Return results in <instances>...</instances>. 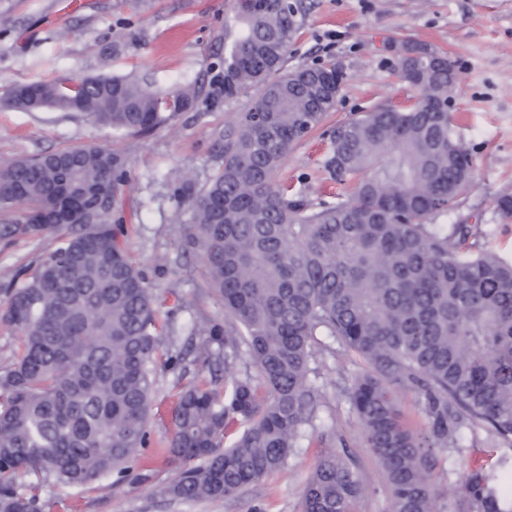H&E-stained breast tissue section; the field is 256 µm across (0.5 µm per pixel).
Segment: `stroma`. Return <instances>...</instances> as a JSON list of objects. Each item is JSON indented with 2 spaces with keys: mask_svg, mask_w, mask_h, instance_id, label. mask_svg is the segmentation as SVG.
Returning <instances> with one entry per match:
<instances>
[{
  "mask_svg": "<svg viewBox=\"0 0 512 512\" xmlns=\"http://www.w3.org/2000/svg\"><path fill=\"white\" fill-rule=\"evenodd\" d=\"M60 0H0V99L18 83L71 76H147L173 88L197 81L218 84L224 72V17L235 0H82L58 16ZM308 9L291 46L289 66L329 61L344 73L336 108L320 127L290 149L277 182L309 198L335 191L323 167L329 132L353 113L383 103L407 104L412 89L397 74L396 47L425 43L456 61L459 79L451 91L456 132L474 149V184L462 203L442 216L445 224L465 220L489 225L491 248L512 260V222L502 223L495 198L512 193V0H306ZM249 99H200L144 137H122L76 112H26L0 106V161L33 157L75 145L96 144L125 155L124 240L133 262L156 297L160 336L197 342L211 324L223 321L219 297L204 276L198 254L181 245L188 213L173 196L176 174L193 169L205 183L222 159L217 137L233 112ZM50 236L0 241V274L26 267L51 250ZM317 384L325 402L317 435L301 439L287 467L238 498L186 503L160 494L174 475L159 450L169 437L163 422L150 429L151 444L136 464L135 478L81 492L50 485L43 499L52 512H301L302 491L318 458L341 435L355 462L362 494L352 512H389L383 473L362 442L360 423L347 389L361 371L359 358L333 337H322ZM435 481L444 512H459L467 471L481 467L494 479L512 462V447L495 443L480 428L462 431L459 447L439 454Z\"/></svg>",
  "mask_w": 512,
  "mask_h": 512,
  "instance_id": "1",
  "label": "stroma"
}]
</instances>
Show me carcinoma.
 <instances>
[{"label":"carcinoma","instance_id":"carcinoma-1","mask_svg":"<svg viewBox=\"0 0 512 512\" xmlns=\"http://www.w3.org/2000/svg\"><path fill=\"white\" fill-rule=\"evenodd\" d=\"M303 0H236L224 18V101L251 97L218 135L222 165L173 195L190 211L183 245L199 254L224 306L194 362L210 381L174 394L162 493L184 502L234 498L284 468L316 430L321 336L362 361L348 392L362 439L382 467L391 512H439L438 452L464 427L512 446V262L490 232L437 224L469 193L472 151L455 116L434 108L448 91L437 51L402 59L415 95L377 104L331 132L324 161L340 186L313 201L275 181L290 147L319 127L342 88L334 64L286 67ZM0 100L36 99L126 136L193 109L194 82L169 90L144 78L84 77L17 84ZM127 159L95 145L0 161V240L50 234L34 266L0 277V321L20 336L0 366V512H46L39 488L121 480L149 445L159 362L176 368L178 337L158 334L155 295L131 261L120 224ZM415 395L427 421L402 420ZM36 481L23 486L21 474ZM463 512H512V487L481 469L462 484ZM361 486L342 455L308 477L302 512H351Z\"/></svg>","mask_w":512,"mask_h":512}]
</instances>
